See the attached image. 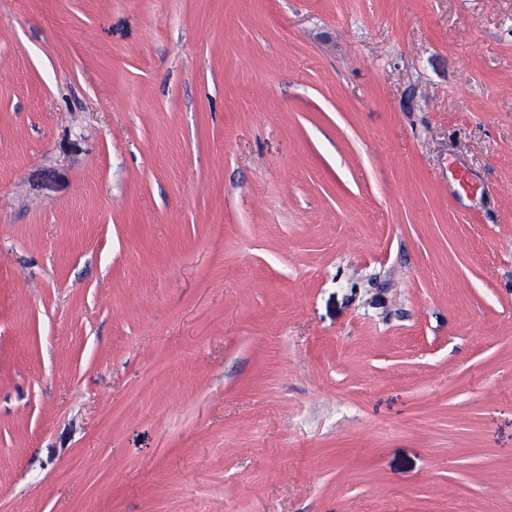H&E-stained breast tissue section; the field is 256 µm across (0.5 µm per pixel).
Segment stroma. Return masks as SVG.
<instances>
[{
    "label": "stroma",
    "instance_id": "stroma-1",
    "mask_svg": "<svg viewBox=\"0 0 512 512\" xmlns=\"http://www.w3.org/2000/svg\"><path fill=\"white\" fill-rule=\"evenodd\" d=\"M0 512H512V0H0Z\"/></svg>",
    "mask_w": 512,
    "mask_h": 512
}]
</instances>
